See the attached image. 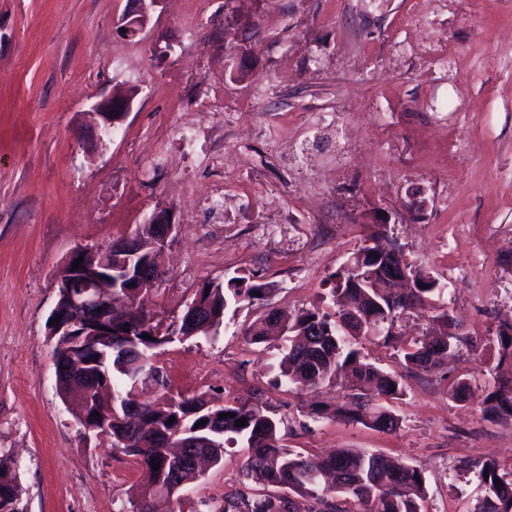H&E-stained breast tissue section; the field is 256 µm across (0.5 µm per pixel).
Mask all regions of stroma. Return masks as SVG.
Listing matches in <instances>:
<instances>
[{
  "label": "stroma",
  "mask_w": 512,
  "mask_h": 512,
  "mask_svg": "<svg viewBox=\"0 0 512 512\" xmlns=\"http://www.w3.org/2000/svg\"><path fill=\"white\" fill-rule=\"evenodd\" d=\"M126 0H0V455L26 512H118L147 478L83 435L57 390L48 318L77 247L106 249L157 212L177 234L149 294L170 322L205 283L270 288L288 313L327 306L329 279L376 227L437 278L468 347L404 378L386 433L311 409L341 387L279 380L280 343L246 341L241 304L217 336L161 348L174 395L261 400L289 448L376 450L423 472L424 512H473L464 471H512V423L486 418L496 332L512 323V0H158L120 35ZM134 99L112 136L92 115ZM474 390L456 401L451 386ZM247 451L161 512H217Z\"/></svg>",
  "instance_id": "35a3bbf8"
}]
</instances>
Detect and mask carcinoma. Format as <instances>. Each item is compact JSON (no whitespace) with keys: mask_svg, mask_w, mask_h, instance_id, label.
I'll list each match as a JSON object with an SVG mask.
<instances>
[{"mask_svg":"<svg viewBox=\"0 0 512 512\" xmlns=\"http://www.w3.org/2000/svg\"><path fill=\"white\" fill-rule=\"evenodd\" d=\"M383 246L400 249L385 235L376 231L353 257L352 264L343 265L333 276L330 294L335 306L334 313L319 307L299 312L294 319L280 322L273 311H262L249 323L245 336L253 344H260L268 337L284 335L300 336L302 341H288L280 352L278 367L282 377L300 389L317 388L323 384H335L339 378L347 379L346 385L352 390L349 397L360 396L359 390L365 384L373 385L380 398L397 399L403 395V376L399 372H386L367 361L357 348L359 340L368 338L369 326L386 329L383 342L396 349L401 368L408 373L418 374L433 367L448 364L459 358L462 346L468 344V337L459 331L448 312L433 317L435 329L443 336L442 342L402 339L400 332H391L393 320L404 310L435 307L434 297L440 296L439 281L423 268L410 270L417 287L407 293V302L393 298L383 288H350L353 279L367 281L372 278L370 264L359 263V256ZM131 288L112 290V302L123 305L127 302L136 306L140 315L149 311L141 298H132ZM269 288L265 284H246L240 278L230 282L209 283L201 289L202 298L208 302L215 317L212 333H218L224 326L226 311L239 303L251 305L265 300ZM159 323L149 326L146 334L152 339L135 334L129 340L117 336L119 345H129L142 355L153 352L170 343L168 336L159 333ZM500 359L512 360V324H505L497 330ZM106 344L101 340H84L73 349V355L66 356L70 363L92 364L90 370L99 371L96 363ZM142 366L129 360L126 367L108 371L112 387V418L125 416V405L135 398V380L141 375ZM488 393L487 418L493 421H512V378L503 379L496 375L486 382ZM140 421L148 432L139 435L141 444L128 446L120 444V426L112 425V447L147 467L164 463L170 449L177 447L173 437L177 434L208 435L216 429L224 431V442L241 443L247 448L244 481L241 486L224 496V504L218 512H350L346 504L351 499L360 504L371 505L370 512H423L425 500V476L412 467L396 463L377 452L357 448H341L313 466L300 453L282 443L278 421L269 413L263 402L251 406L226 402L214 408L205 407L197 396L186 397L180 403L175 398L160 394L154 401L142 404ZM228 417L222 419L220 414ZM333 415L348 422H357L379 431L399 428V419L383 405L365 404L361 412L351 411L344 405L333 411ZM173 423H168L170 417ZM244 418L247 424L236 425ZM206 420L196 426L200 420ZM469 470L477 475L485 489L473 512H512V472H499L492 461L473 462ZM489 477H484V473ZM502 485H495L496 481ZM264 487H288V496L257 495L252 485Z\"/></svg>","mask_w":512,"mask_h":512,"instance_id":"cac0c4a2","label":"carcinoma"}]
</instances>
